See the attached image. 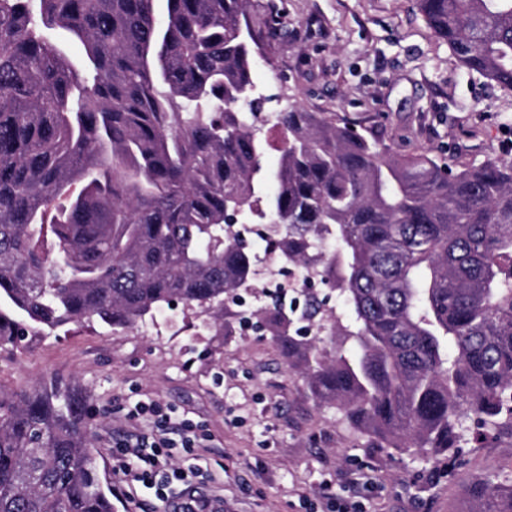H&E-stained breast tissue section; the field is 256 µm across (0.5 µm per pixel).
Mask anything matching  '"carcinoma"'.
<instances>
[{"label":"carcinoma","mask_w":512,"mask_h":512,"mask_svg":"<svg viewBox=\"0 0 512 512\" xmlns=\"http://www.w3.org/2000/svg\"><path fill=\"white\" fill-rule=\"evenodd\" d=\"M416 5L466 72L512 88V0ZM253 7L0 0V348L175 303L219 327L254 262L226 214L251 215L354 314L352 355L290 341L312 393L384 447L451 465L512 431V161L401 156L292 106L266 169ZM85 414L56 380L0 392V512H113ZM473 496L512 512V483Z\"/></svg>","instance_id":"obj_1"}]
</instances>
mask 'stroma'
<instances>
[{
	"label": "stroma",
	"mask_w": 512,
	"mask_h": 512,
	"mask_svg": "<svg viewBox=\"0 0 512 512\" xmlns=\"http://www.w3.org/2000/svg\"><path fill=\"white\" fill-rule=\"evenodd\" d=\"M253 16L256 32L266 18L288 28L255 61L265 111L296 104L403 155L512 160V89L461 68L413 0H255ZM248 241L262 275L225 296L219 330L203 328L200 309L181 304L125 330L71 325L0 352V390L58 378L82 391L115 512H162L146 488L130 502L112 453L113 441L151 426L148 414L127 419L138 404L161 407L204 439L205 452L174 449V464L235 512H327L323 491L342 501L356 489L367 512H477L469 484L512 475V432L465 448L449 468L351 430L336 405L315 398L303 361L287 352L289 338L315 334L300 309L307 294L322 300L327 329L352 328L348 304L320 283L289 289L288 333L271 335L264 281L299 280L305 271L287 267L259 237Z\"/></svg>",
	"instance_id": "obj_1"
}]
</instances>
